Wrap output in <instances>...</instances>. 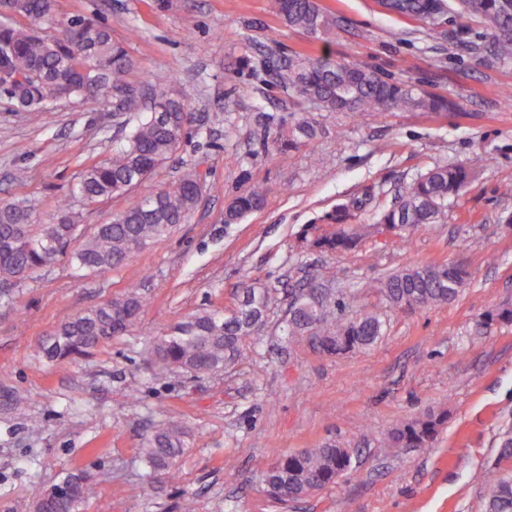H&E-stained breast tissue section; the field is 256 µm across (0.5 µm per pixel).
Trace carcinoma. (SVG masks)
<instances>
[{
  "instance_id": "carcinoma-1",
  "label": "carcinoma",
  "mask_w": 512,
  "mask_h": 512,
  "mask_svg": "<svg viewBox=\"0 0 512 512\" xmlns=\"http://www.w3.org/2000/svg\"><path fill=\"white\" fill-rule=\"evenodd\" d=\"M15 14L28 19V27L0 22V52L22 80L16 82L10 99L36 120L50 99L67 90L72 97L97 99L112 95L123 112H138L140 81L134 78L135 61L123 45L112 40L108 27L98 20L77 16L68 21L62 35H40L35 26L53 18L55 0H11ZM413 18L440 21L458 14L484 24L492 35L490 52L500 61L512 60V0H404ZM273 12L286 26L313 38L328 36L338 25L336 16L318 0H272ZM284 87L295 91L326 112L382 114L394 109L442 112L455 107L453 100L386 77L363 66L332 62L319 56L295 53L284 61L278 74ZM154 105L165 118L150 111L112 149V155L83 170L76 192L86 202L96 203L122 195L145 184L157 168L180 149L192 123L184 100L170 93L173 78L166 72L147 76ZM319 132L313 117L296 118L289 129L278 128L263 140L266 151L286 152L312 141ZM479 156L466 166L441 164L417 176L399 200L381 210L375 224H353V201L341 204L325 217V229L308 240L314 252L332 253L356 249L374 232L388 230L408 244L412 235L431 224L444 223L448 201L469 185L476 169L486 165ZM199 166L184 171L173 183L153 190L136 206L121 212L109 224L92 232L83 230L81 216L65 204L46 224L32 223L34 206L27 200L0 204V303H13L16 287L65 258L78 268L102 272L122 266L135 252L168 235L183 224L201 201ZM266 189L257 183L236 195L224 212V223L237 224L246 215L261 210ZM470 272L461 261L407 265L389 273L377 284V292L391 310H411L449 304L468 285ZM252 294L256 303L223 316L216 310L195 314L175 323L159 338L155 353L164 366L181 369L195 377L223 371L241 359L243 342L257 336L266 324L267 312L277 301L279 289L245 285L240 294ZM286 329L290 336L311 340L314 348L328 355L367 349L384 333L380 313L363 310L352 317L336 312L348 303L343 291L323 288L302 277L286 294ZM143 308L141 297L130 293L107 301L99 308L67 317L41 344L50 361L88 355L100 344L129 330ZM512 323V307L483 313L479 325ZM448 420V411L428 412L395 426L388 435L394 448H431ZM185 432L165 422L144 437L143 461L155 475L170 481L178 477L176 459L184 447ZM340 449L334 444L306 448L296 456H279L276 469L263 475L267 495L288 503V494H303L317 483L336 482ZM512 459V436L501 444L499 462L485 469V512H512V469L501 461ZM34 505L36 512H80L95 494L85 472L67 473Z\"/></svg>"
}]
</instances>
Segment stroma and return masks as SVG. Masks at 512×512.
Here are the masks:
<instances>
[{"mask_svg": "<svg viewBox=\"0 0 512 512\" xmlns=\"http://www.w3.org/2000/svg\"><path fill=\"white\" fill-rule=\"evenodd\" d=\"M56 0L44 33L93 15L139 74L174 75L196 120L175 159L145 186L85 204L74 188L84 167L109 156L139 120L111 100L50 102L39 122L0 95V202L30 199L47 222L70 200L87 228L166 186L198 161L208 189L189 220L120 268L43 269L0 306V512L33 504L66 472L87 470L96 493L82 512H483L480 475L497 463L512 430V324L477 334L481 315L512 306V62L474 53L489 41L479 23L402 19L377 0H320L339 21L331 38L290 29L271 0ZM368 66L454 99L452 112L392 110L356 117L323 112L284 87L272 68L293 53ZM249 62H242V55ZM225 113L213 124L207 117ZM315 115L323 133L285 153L264 151L265 126ZM489 164L448 207L444 223L411 244L374 235L350 252L313 253L305 230L336 205L365 202L355 221L373 223L417 174L437 164ZM267 203L237 224L224 208L252 183ZM464 261L471 280L449 304L382 309L373 283L407 265ZM150 279H143V271ZM347 292L356 307L381 309L384 336L339 355L288 335L285 302L268 312L245 356L202 379L155 361L171 325L204 310L233 307L241 285L282 286L303 273ZM134 292L138 323L77 361L39 350L67 316ZM448 421L432 448H391L388 432L429 410ZM174 421L186 432L178 482L147 474L142 443ZM325 442L352 449L336 484L284 505L264 473L284 452Z\"/></svg>", "mask_w": 512, "mask_h": 512, "instance_id": "35a3bbf8", "label": "stroma"}]
</instances>
